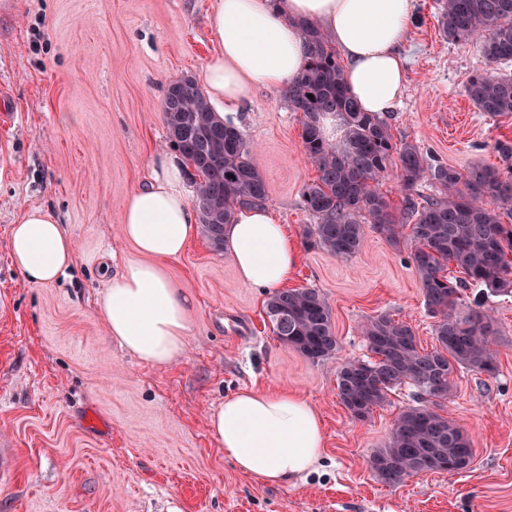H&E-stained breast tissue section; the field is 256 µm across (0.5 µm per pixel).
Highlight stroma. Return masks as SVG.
I'll return each instance as SVG.
<instances>
[{
  "instance_id": "1",
  "label": "stroma",
  "mask_w": 512,
  "mask_h": 512,
  "mask_svg": "<svg viewBox=\"0 0 512 512\" xmlns=\"http://www.w3.org/2000/svg\"><path fill=\"white\" fill-rule=\"evenodd\" d=\"M215 4L0 0V105L14 114L0 128V512H512V296H484L499 328L497 374L460 371L442 409L472 442L469 469L382 481L370 460L416 391L393 390L360 421L336 395L337 374L369 357L367 318L408 323L428 350L434 320L409 244L369 227L347 259L311 246L301 195L317 168L281 89L257 88L224 117L242 130L268 208L296 246L287 285L323 297L336 353L313 362L286 348L264 315L266 294L200 231L165 267L193 300L180 358L152 365L108 335L98 303L136 256L122 207L147 184L151 155L171 149L168 84L216 53ZM439 18L440 0H414L391 133L461 171L498 166L495 144L512 140V118L470 102L466 78L485 61L477 41H448ZM28 208L50 212L75 243L74 263L48 285L27 283L9 258V230ZM245 386L295 393L318 412L317 471L268 484L225 457L208 418Z\"/></svg>"
}]
</instances>
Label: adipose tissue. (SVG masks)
<instances>
[{"mask_svg":"<svg viewBox=\"0 0 512 512\" xmlns=\"http://www.w3.org/2000/svg\"><path fill=\"white\" fill-rule=\"evenodd\" d=\"M413 18V0H216L211 23L218 45L199 79L216 108L245 102L258 87H284L300 70L306 46L299 25H318L346 61L348 94L366 112L400 104L406 70L397 46ZM148 184L123 206L121 233L137 259L127 261L98 304L109 336L141 361L167 365L184 349L188 298L163 263L179 257L196 232L187 169L161 152ZM224 247L243 283L276 289L296 249L264 207L239 209L224 227ZM13 264L32 285L55 281L73 263L75 246L48 212L25 210L11 230ZM212 435L245 474L270 484L300 479L323 446L320 419L300 397L244 388L211 415Z\"/></svg>","mask_w":512,"mask_h":512,"instance_id":"adipose-tissue-1","label":"adipose tissue"}]
</instances>
